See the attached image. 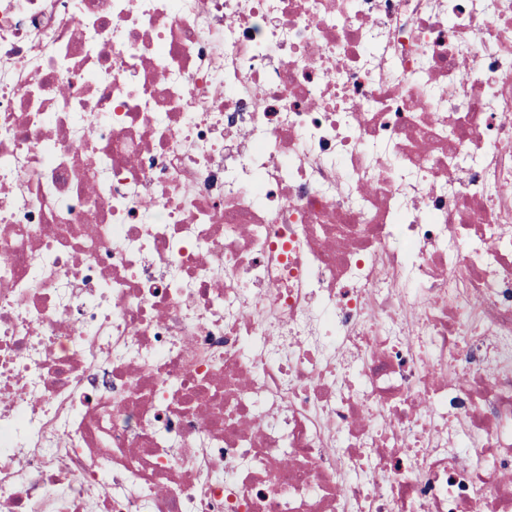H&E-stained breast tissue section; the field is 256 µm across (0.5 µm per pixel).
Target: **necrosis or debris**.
<instances>
[{
  "mask_svg": "<svg viewBox=\"0 0 512 512\" xmlns=\"http://www.w3.org/2000/svg\"><path fill=\"white\" fill-rule=\"evenodd\" d=\"M0 512H512V0H0Z\"/></svg>",
  "mask_w": 512,
  "mask_h": 512,
  "instance_id": "obj_1",
  "label": "necrosis or debris"
}]
</instances>
